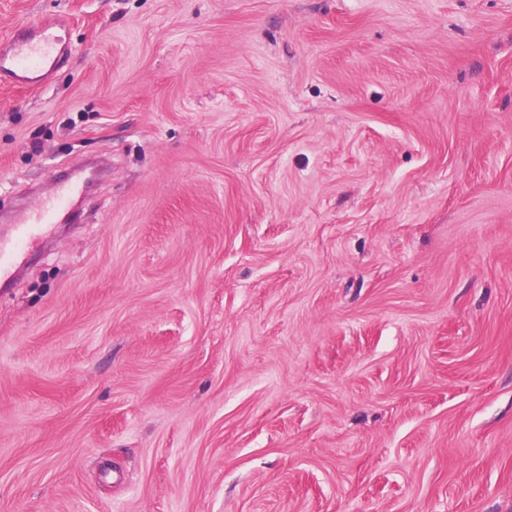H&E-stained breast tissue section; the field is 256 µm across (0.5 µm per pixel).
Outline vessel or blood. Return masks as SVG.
<instances>
[{
  "instance_id": "b4317fda",
  "label": "vessel or blood",
  "mask_w": 512,
  "mask_h": 512,
  "mask_svg": "<svg viewBox=\"0 0 512 512\" xmlns=\"http://www.w3.org/2000/svg\"><path fill=\"white\" fill-rule=\"evenodd\" d=\"M64 52L60 36L52 28H42L34 38L26 27H17L8 36L0 38V76L8 77L22 87L42 86L58 67ZM69 195V189H57L52 207L37 210L18 225L11 241H0V281L11 277L13 261L21 249L47 231L49 222L65 205Z\"/></svg>"
}]
</instances>
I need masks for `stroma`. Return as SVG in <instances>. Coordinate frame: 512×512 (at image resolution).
<instances>
[{
  "label": "stroma",
  "instance_id": "stroma-1",
  "mask_svg": "<svg viewBox=\"0 0 512 512\" xmlns=\"http://www.w3.org/2000/svg\"><path fill=\"white\" fill-rule=\"evenodd\" d=\"M0 512H512V0H0ZM65 47L55 30L44 27L37 38L24 26L0 40V76L22 87H39L58 67ZM73 191V187L57 188L51 207L37 210L23 224H19L11 241L3 242L0 240V281H5L11 277L14 258L19 255L24 246L47 231L48 224L46 223L52 221Z\"/></svg>",
  "mask_w": 512,
  "mask_h": 512
}]
</instances>
